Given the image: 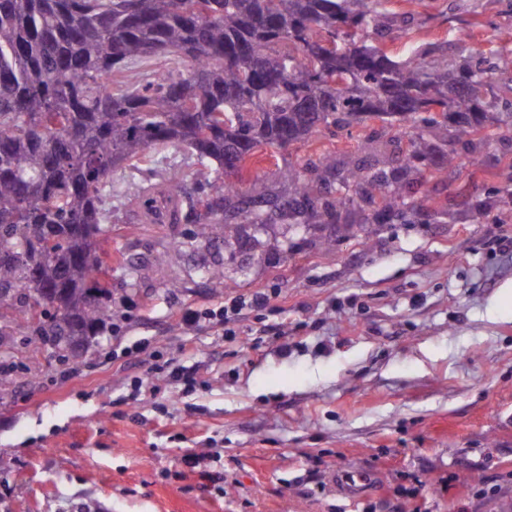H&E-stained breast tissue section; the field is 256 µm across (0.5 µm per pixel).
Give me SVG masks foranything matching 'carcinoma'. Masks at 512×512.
<instances>
[{
    "label": "carcinoma",
    "mask_w": 512,
    "mask_h": 512,
    "mask_svg": "<svg viewBox=\"0 0 512 512\" xmlns=\"http://www.w3.org/2000/svg\"><path fill=\"white\" fill-rule=\"evenodd\" d=\"M387 0H0V337L10 330L89 347L112 317L99 250L112 224L109 181L149 154L182 148L184 169L138 189L143 213L196 225L227 242L265 223L273 195L240 174L255 150L305 145L365 129L352 151L285 166L288 218L378 226L421 211L469 208L465 191L440 204L430 183L469 163L487 131L512 135V50L492 58L463 45H384L397 15ZM378 121L380 126L370 122Z\"/></svg>",
    "instance_id": "carcinoma-1"
}]
</instances>
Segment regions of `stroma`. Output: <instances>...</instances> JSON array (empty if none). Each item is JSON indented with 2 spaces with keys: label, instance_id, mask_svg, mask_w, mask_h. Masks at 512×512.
Segmentation results:
<instances>
[{
  "label": "stroma",
  "instance_id": "stroma-1",
  "mask_svg": "<svg viewBox=\"0 0 512 512\" xmlns=\"http://www.w3.org/2000/svg\"><path fill=\"white\" fill-rule=\"evenodd\" d=\"M431 13L419 37L449 53L464 34L512 49V0H435ZM358 134L260 148V180L243 188L284 194L279 167ZM484 154L436 192L467 186L483 217L385 224L367 247L356 226L272 217L256 242L218 248L123 206L103 245L112 318L96 344L63 362L41 337L0 341V512H512V205L488 193L512 183V144ZM222 277L231 287L214 289ZM258 292L265 310L202 316ZM348 467L367 483L346 490ZM415 477L417 497L397 494Z\"/></svg>",
  "mask_w": 512,
  "mask_h": 512
}]
</instances>
